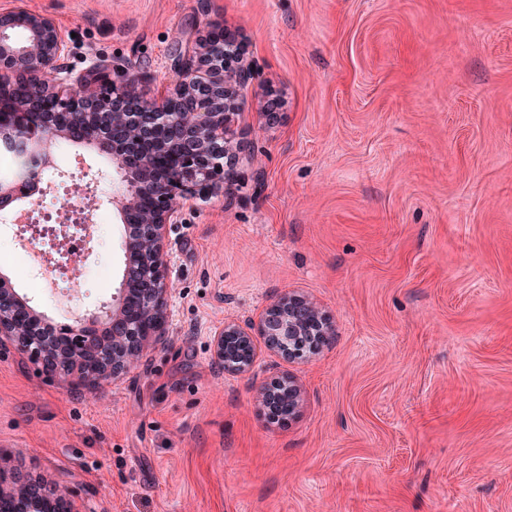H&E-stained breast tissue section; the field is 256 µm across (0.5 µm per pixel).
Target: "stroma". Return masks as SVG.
Listing matches in <instances>:
<instances>
[{
    "mask_svg": "<svg viewBox=\"0 0 512 512\" xmlns=\"http://www.w3.org/2000/svg\"><path fill=\"white\" fill-rule=\"evenodd\" d=\"M51 16L66 65L125 62L162 99L187 35L223 24L255 77L230 191L168 237L166 334L117 382L74 391L0 343V457L71 488L74 512H512V0H0ZM279 119L267 123L271 100ZM55 210L86 147L53 142ZM66 237L77 287L35 288L0 212V262L50 321L111 304L119 215ZM335 334L303 360L212 338L279 296ZM292 377L297 416L259 387Z\"/></svg>",
    "mask_w": 512,
    "mask_h": 512,
    "instance_id": "35a3bbf8",
    "label": "stroma"
}]
</instances>
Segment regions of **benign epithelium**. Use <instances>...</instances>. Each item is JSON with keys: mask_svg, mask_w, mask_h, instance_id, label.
I'll return each instance as SVG.
<instances>
[{"mask_svg": "<svg viewBox=\"0 0 512 512\" xmlns=\"http://www.w3.org/2000/svg\"><path fill=\"white\" fill-rule=\"evenodd\" d=\"M23 38H16V32ZM70 52L54 20L19 8L0 15V130L24 160L53 168L47 141L85 144L112 160V204L132 226L124 244L122 284L112 306L71 327L73 339L45 338L50 324L26 298L0 278V340L28 354L50 379L91 389L120 378L142 355L147 342L163 336L172 281L168 225L179 223L183 205L236 181L246 146L236 123L242 110L239 87L253 79L250 64L228 43L223 55L211 34L191 35L174 55L176 74L164 99L149 96L142 75L110 62H94L78 75L61 61ZM47 193L36 173L0 180V210ZM266 348L288 361L308 358L334 327L311 299L284 294L243 327L234 322L212 341L224 372L251 371L256 350L250 330ZM261 406L276 417L295 416L301 389L291 377L259 388ZM70 491L50 476H30L0 459V500L19 502L22 512H72Z\"/></svg>", "mask_w": 512, "mask_h": 512, "instance_id": "obj_1", "label": "benign epithelium"}]
</instances>
